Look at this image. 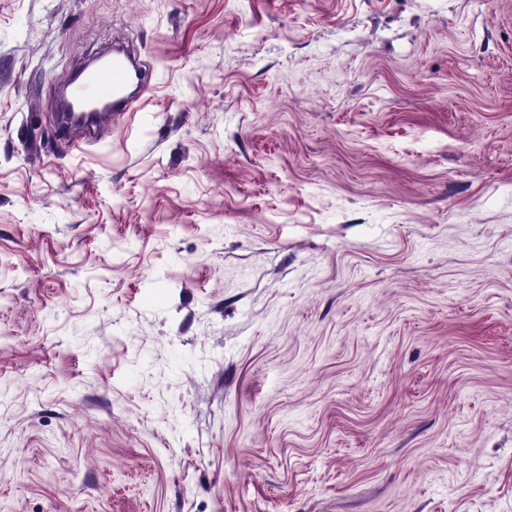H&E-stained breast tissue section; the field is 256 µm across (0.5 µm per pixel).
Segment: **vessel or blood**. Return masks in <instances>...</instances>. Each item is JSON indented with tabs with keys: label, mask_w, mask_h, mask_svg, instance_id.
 <instances>
[{
	"label": "vessel or blood",
	"mask_w": 512,
	"mask_h": 512,
	"mask_svg": "<svg viewBox=\"0 0 512 512\" xmlns=\"http://www.w3.org/2000/svg\"><path fill=\"white\" fill-rule=\"evenodd\" d=\"M149 89L144 67L134 56L116 50L74 72L52 100L59 137L78 149L98 142L106 124L139 111Z\"/></svg>",
	"instance_id": "b4317fda"
}]
</instances>
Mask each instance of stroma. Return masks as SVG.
I'll return each mask as SVG.
<instances>
[{"label":"stroma","instance_id":"stroma-1","mask_svg":"<svg viewBox=\"0 0 512 512\" xmlns=\"http://www.w3.org/2000/svg\"><path fill=\"white\" fill-rule=\"evenodd\" d=\"M0 512H512V0H0ZM149 88L146 69L135 57L113 49L74 72L51 101L59 138L75 149L97 143L106 123L115 126L140 110ZM101 104L107 108L101 109ZM77 127L80 140L75 139Z\"/></svg>","mask_w":512,"mask_h":512}]
</instances>
